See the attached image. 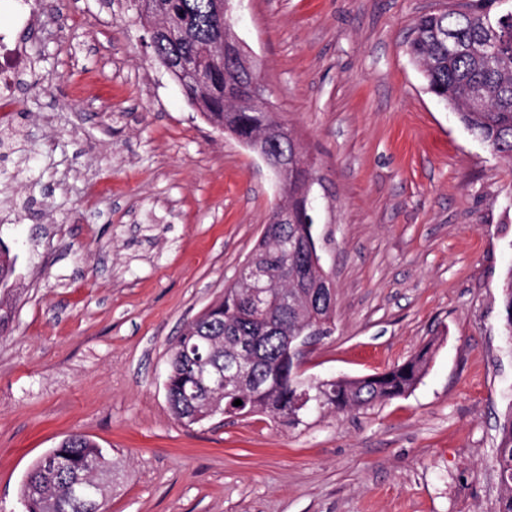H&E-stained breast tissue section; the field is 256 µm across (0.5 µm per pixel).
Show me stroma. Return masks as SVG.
Instances as JSON below:
<instances>
[{
  "mask_svg": "<svg viewBox=\"0 0 512 512\" xmlns=\"http://www.w3.org/2000/svg\"><path fill=\"white\" fill-rule=\"evenodd\" d=\"M466 0H234L275 117L318 179V253L336 330L307 379L383 371L431 345L415 389L286 428H188L170 349L224 294L281 201L272 171L153 64L125 0H56L0 130V512L66 436L125 469L109 512H496L497 424L512 408L500 284L512 164L472 136L405 50L421 14Z\"/></svg>",
  "mask_w": 512,
  "mask_h": 512,
  "instance_id": "35a3bbf8",
  "label": "stroma"
}]
</instances>
